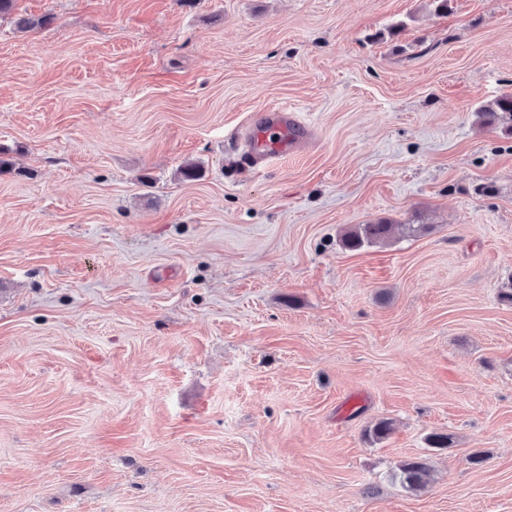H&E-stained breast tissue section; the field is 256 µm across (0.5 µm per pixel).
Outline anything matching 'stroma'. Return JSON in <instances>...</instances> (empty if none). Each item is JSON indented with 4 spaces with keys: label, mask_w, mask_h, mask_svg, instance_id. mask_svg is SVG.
Segmentation results:
<instances>
[{
    "label": "stroma",
    "mask_w": 512,
    "mask_h": 512,
    "mask_svg": "<svg viewBox=\"0 0 512 512\" xmlns=\"http://www.w3.org/2000/svg\"><path fill=\"white\" fill-rule=\"evenodd\" d=\"M16 11L53 20L0 19V512H512V132L479 114L512 0ZM276 104L319 143L258 174L224 136ZM380 221L425 230L342 246ZM429 470L427 459L420 457L403 462L399 466V473L396 474V478L407 490L419 491L426 486Z\"/></svg>",
    "instance_id": "1"
}]
</instances>
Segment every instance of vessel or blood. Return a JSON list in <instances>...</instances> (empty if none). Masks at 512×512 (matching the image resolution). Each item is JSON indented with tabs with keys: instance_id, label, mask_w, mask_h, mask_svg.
Instances as JSON below:
<instances>
[{
	"instance_id": "vessel-or-blood-1",
	"label": "vessel or blood",
	"mask_w": 512,
	"mask_h": 512,
	"mask_svg": "<svg viewBox=\"0 0 512 512\" xmlns=\"http://www.w3.org/2000/svg\"><path fill=\"white\" fill-rule=\"evenodd\" d=\"M316 138L315 128L299 112L280 106L258 116L245 140L259 168L272 158L308 148Z\"/></svg>"
}]
</instances>
